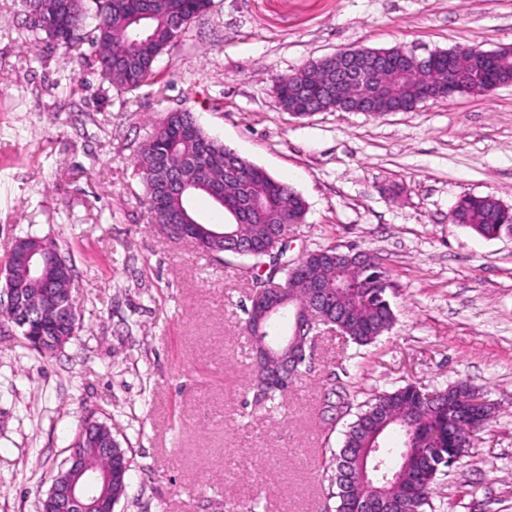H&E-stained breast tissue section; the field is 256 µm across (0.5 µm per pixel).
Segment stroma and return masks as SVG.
<instances>
[{"mask_svg": "<svg viewBox=\"0 0 512 512\" xmlns=\"http://www.w3.org/2000/svg\"><path fill=\"white\" fill-rule=\"evenodd\" d=\"M510 44L512 0H212L155 78L126 93L32 42L23 0H0V268L15 237L54 238L80 316L50 358L0 320V512H39L87 418L128 450L114 512H323L324 455L352 419L323 415L328 389L358 405L460 380L496 412L439 471L432 512H512V235L449 221L468 193L512 210V86L380 117L296 118L275 97L277 78L342 49ZM185 109L305 199L289 261L351 248L390 275L392 329L366 347L319 330L272 403L255 398L245 331L264 271L149 227L135 160L166 113Z\"/></svg>", "mask_w": 512, "mask_h": 512, "instance_id": "35a3bbf8", "label": "stroma"}]
</instances>
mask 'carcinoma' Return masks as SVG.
Returning <instances> with one entry per match:
<instances>
[{
  "instance_id": "carcinoma-1",
  "label": "carcinoma",
  "mask_w": 512,
  "mask_h": 512,
  "mask_svg": "<svg viewBox=\"0 0 512 512\" xmlns=\"http://www.w3.org/2000/svg\"><path fill=\"white\" fill-rule=\"evenodd\" d=\"M52 0H26L30 12V31L34 40L55 39L47 25L45 14ZM211 0H95V8L77 0L72 15L75 31L86 34L99 69L109 73L112 85L133 91L149 82L154 75L158 58L174 48L179 40L172 37L168 20L173 15L195 19L207 12ZM491 70L475 59L462 72V82L472 93H480L489 80ZM427 73L412 63L400 70L392 66L379 73L376 93L398 96L399 106L412 109L418 102L419 88L426 82ZM164 159L166 168H183L190 180L224 186V203L214 206L232 216L231 207L240 203L246 194L260 199L262 208L245 224L231 221L228 231L237 230L264 244L265 250H278L279 240L270 230L303 221L307 204L303 197L287 184L270 176L240 154L232 155L220 140L198 128V139L178 140L167 136L158 126L144 144L138 167L145 187V204L152 229L162 238L173 236L168 214L158 211L153 203L154 183L163 175L156 158ZM230 159L242 173V181L229 179L224 172V159ZM452 223L464 225L481 236L492 238L502 233L512 234V213H502V205L490 196L463 195L455 203ZM54 249L51 239L27 235L16 238L10 252L21 248ZM334 249L322 248L308 253L299 265L308 266L331 295L330 306L320 312V321L336 324V330L359 346L370 345L393 326L396 316L386 297L388 275L381 267L356 271L335 264ZM12 279L23 288L24 298L31 302L42 300L46 285L54 273L46 268L37 276L24 266L12 263ZM466 382H457L445 390L446 401H431L413 384L392 392L377 395L358 407L355 418L343 431L340 448L331 454L328 465L334 472L336 491L334 512H359L366 499L374 495V485L361 481V474L373 465L371 448L390 433L401 435L411 456L399 459V478L385 485L396 502L403 503L402 512H425L429 505L431 487L439 472L442 459L448 457L445 448H431L427 435L448 423V409L459 404V398L472 392ZM493 410L488 404L470 415L471 428L458 436L454 448L457 458L468 452Z\"/></svg>"
}]
</instances>
